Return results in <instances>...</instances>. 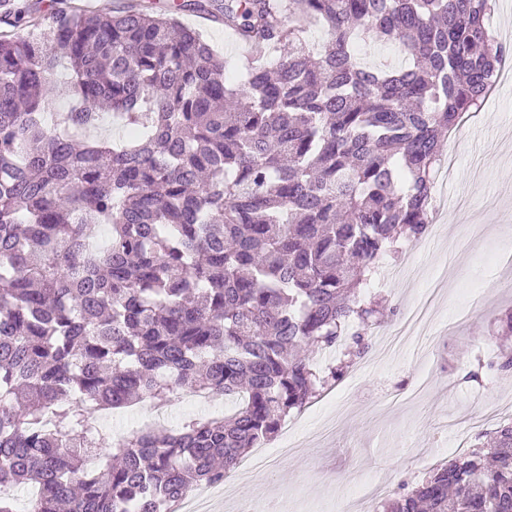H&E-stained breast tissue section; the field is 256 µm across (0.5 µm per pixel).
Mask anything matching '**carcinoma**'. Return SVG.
Returning <instances> with one entry per match:
<instances>
[{"label": "carcinoma", "mask_w": 512, "mask_h": 512, "mask_svg": "<svg viewBox=\"0 0 512 512\" xmlns=\"http://www.w3.org/2000/svg\"><path fill=\"white\" fill-rule=\"evenodd\" d=\"M490 2L67 4L38 21L6 0L0 481L39 489L29 512H175L367 351L381 260L425 236L445 137L512 57L489 34ZM183 12L249 48L235 80ZM315 25L321 45L307 37ZM371 41L397 44L410 65L362 64ZM61 96L70 109L50 123ZM103 111L123 120L122 144L84 134ZM103 225L109 242L95 248ZM304 348L342 360L317 368ZM487 367L512 373V348ZM194 390L236 407L113 440V462L85 468L84 440L100 454L105 437L69 403ZM489 435L374 512H512V420Z\"/></svg>", "instance_id": "cac0c4a2"}]
</instances>
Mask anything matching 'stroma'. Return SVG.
Listing matches in <instances>:
<instances>
[{
	"instance_id": "1",
	"label": "stroma",
	"mask_w": 512,
	"mask_h": 512,
	"mask_svg": "<svg viewBox=\"0 0 512 512\" xmlns=\"http://www.w3.org/2000/svg\"><path fill=\"white\" fill-rule=\"evenodd\" d=\"M181 21L201 30L229 74L241 70L247 50L222 25L204 27L189 14ZM495 90V103L445 144L450 182L464 209L437 217L442 232L422 241L414 256L419 277H387L374 288L391 310L388 327L434 293L438 311L427 335L382 358L375 351L380 339L371 336L358 390L347 393L340 382L307 405L293 454L271 455L260 482L237 485L244 512H336L338 503H352L358 481L380 476L391 488L415 484L454 446L457 433L473 438L512 419V399H504L492 372L479 368L502 343L499 319L512 306L508 271L495 266L497 255L512 247V82ZM429 352L437 367L424 401L401 404L400 389ZM475 371L479 380H468Z\"/></svg>"
}]
</instances>
